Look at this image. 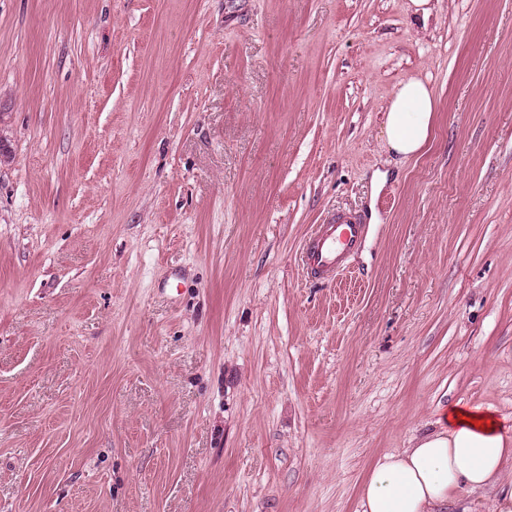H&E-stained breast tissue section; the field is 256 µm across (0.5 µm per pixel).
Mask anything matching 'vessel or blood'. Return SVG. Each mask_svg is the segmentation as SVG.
<instances>
[{"instance_id":"vessel-or-blood-1","label":"vessel or blood","mask_w":512,"mask_h":512,"mask_svg":"<svg viewBox=\"0 0 512 512\" xmlns=\"http://www.w3.org/2000/svg\"><path fill=\"white\" fill-rule=\"evenodd\" d=\"M364 226L352 212H339L317 225L305 244L303 272L309 279H332L345 270L346 261L359 244Z\"/></svg>"}]
</instances>
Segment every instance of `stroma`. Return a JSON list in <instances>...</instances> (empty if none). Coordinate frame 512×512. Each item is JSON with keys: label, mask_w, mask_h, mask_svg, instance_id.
<instances>
[{"label": "stroma", "mask_w": 512, "mask_h": 512, "mask_svg": "<svg viewBox=\"0 0 512 512\" xmlns=\"http://www.w3.org/2000/svg\"><path fill=\"white\" fill-rule=\"evenodd\" d=\"M408 3L0 0V512H361L446 406L512 427V0ZM438 101L428 80L420 75L401 81L391 94L381 125V149L387 161L420 156L435 129ZM364 224L352 212H336L318 224L305 244L303 272L308 279H333L347 269L346 261L359 244Z\"/></svg>", "instance_id": "1"}]
</instances>
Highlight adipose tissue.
<instances>
[{"label": "adipose tissue", "mask_w": 512, "mask_h": 512, "mask_svg": "<svg viewBox=\"0 0 512 512\" xmlns=\"http://www.w3.org/2000/svg\"><path fill=\"white\" fill-rule=\"evenodd\" d=\"M438 101L428 80L415 75L391 94L381 125V149L392 161L420 156L435 129ZM435 433L414 447L379 458L360 491L363 512H437L464 488L496 484L512 461V437L491 408L445 409Z\"/></svg>", "instance_id": "obj_1"}]
</instances>
